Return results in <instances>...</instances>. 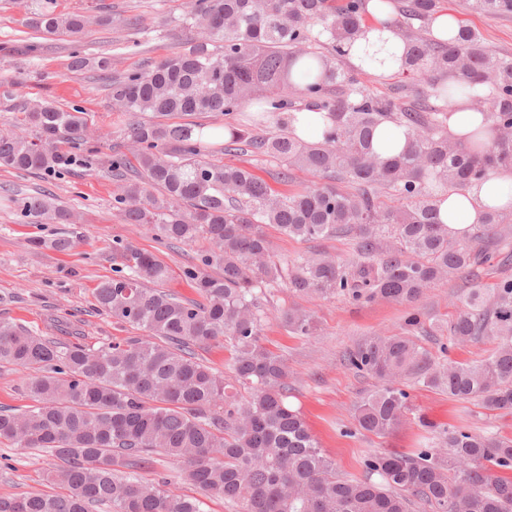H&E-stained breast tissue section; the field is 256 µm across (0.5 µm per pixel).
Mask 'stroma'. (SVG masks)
<instances>
[{"instance_id":"1","label":"stroma","mask_w":512,"mask_h":512,"mask_svg":"<svg viewBox=\"0 0 512 512\" xmlns=\"http://www.w3.org/2000/svg\"><path fill=\"white\" fill-rule=\"evenodd\" d=\"M195 4L196 0H57V9L63 13L82 11L112 17L111 25L94 24L82 37L72 38L47 36L30 28V0H0V132L15 130L25 101L45 98L63 109L87 112V135L101 142L99 160L90 172L76 166L38 177L0 169V320L21 323L40 335L62 340L76 332L88 343L136 335V328L113 323L95 300L98 284L110 279L120 265L112 252V243L118 239L152 252L170 268V288L194 297L183 270L209 250V242L201 239L173 249L158 243L143 226L124 221L114 205L118 183L109 164L118 152L133 158L138 147L126 134V120L112 102L110 87L96 72L71 71L69 54L77 50L92 57H109L116 75L141 70L190 48L196 32L185 19ZM440 10L476 28L493 50L512 55V17L490 18L465 11L459 0H441ZM207 147L212 158L248 167L269 185H276L279 161L227 153L223 142L214 139ZM39 190L50 191L72 208L76 222L32 223L12 197ZM63 232L73 241L67 251H37L30 245L32 239L49 241ZM266 233L278 260L312 253L335 260L354 255L346 237L304 242L288 238L272 226ZM463 286L460 279L445 278L428 288L418 303L422 320H451ZM264 304L268 318L262 339L286 360L288 403L300 411L338 473L363 477L367 452L412 451L429 430L465 425L512 438V412L489 411L480 401L459 402L418 385L409 387L411 410L395 431L383 437L348 435L353 404L373 390L376 381L350 370L343 356L363 338L399 334L405 307L384 299L354 302L342 295L302 298L282 287L269 289ZM289 307L309 311L317 332L311 336L287 332L280 312ZM499 343V337L486 336L457 345L445 334L428 349L442 361L472 362L486 357ZM51 463L43 452L0 444V496L45 489Z\"/></svg>"}]
</instances>
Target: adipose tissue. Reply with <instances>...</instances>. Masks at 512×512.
Masks as SVG:
<instances>
[{"instance_id":"ef3b65f1","label":"adipose tissue","mask_w":512,"mask_h":512,"mask_svg":"<svg viewBox=\"0 0 512 512\" xmlns=\"http://www.w3.org/2000/svg\"><path fill=\"white\" fill-rule=\"evenodd\" d=\"M368 11L375 18L367 33L368 43L380 48L386 59L380 71L384 74L395 72L399 68L397 59L404 55L406 45L394 31L381 25L389 6L385 0H369ZM491 210L512 211V170L497 171L468 190L450 192L441 203L439 214L449 233L462 239Z\"/></svg>"}]
</instances>
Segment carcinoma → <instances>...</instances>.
Instances as JSON below:
<instances>
[{
	"label": "carcinoma",
	"mask_w": 512,
	"mask_h": 512,
	"mask_svg": "<svg viewBox=\"0 0 512 512\" xmlns=\"http://www.w3.org/2000/svg\"><path fill=\"white\" fill-rule=\"evenodd\" d=\"M365 5L198 0L200 36L185 53L118 77L108 58L73 53L71 69L96 71L109 82L139 145L134 165L112 156V174L121 180L114 202L124 221L146 226L165 245L206 238L213 249L183 271L199 296L194 300L164 288L170 270L152 253L112 247L122 267L99 285L96 300L115 323L144 336L96 347L0 321V367L22 370L34 401L19 412L0 409V442L57 460L47 476L50 490L0 497V512H201L202 499L215 497L235 512H411L418 502L432 512H512V438L469 427L442 430L410 454L371 453L362 479L336 474L286 402L285 359L261 341L269 287L387 299L409 309L404 332L370 336L344 355L349 369L378 382L353 407L355 431L384 436L402 423L410 411L403 381L512 412V278L458 298L451 339L505 337L481 361L435 364L421 337L442 327L424 326L416 310L435 281L472 280L492 260L512 259V239L500 229L512 224V212L486 214L466 241L438 220L446 193L512 166V58L493 52L467 25L448 40L430 35L439 0H399L384 25L397 27L409 46L400 71L423 86L375 95L356 79L348 53L366 37ZM461 6L512 17V0ZM88 23L82 13L56 12L55 0H34L28 19L39 32L71 37L83 35ZM476 87L484 88L479 111L490 125L461 142L448 131V112ZM292 93L307 99L308 110L327 113L331 126L322 139L306 141L290 129ZM262 99L276 130L234 127L224 151L280 161L284 182L296 169L308 172L312 180L299 191L274 192L250 169L210 158L200 125L168 122L174 114L227 116ZM23 110V129L0 134V168L42 175L93 170L99 146L85 139L86 113L48 99ZM386 122L407 134L404 149L389 157L374 148ZM59 142L69 150L58 149ZM20 205L34 224L72 223L66 206L45 194L27 195ZM268 225L304 241L349 237L355 258L275 260ZM282 323L295 336L317 331L308 312L286 310ZM226 339L227 375L197 353ZM161 455L182 463L198 496L178 494L155 470Z\"/></svg>",
	"instance_id": "obj_1"
}]
</instances>
